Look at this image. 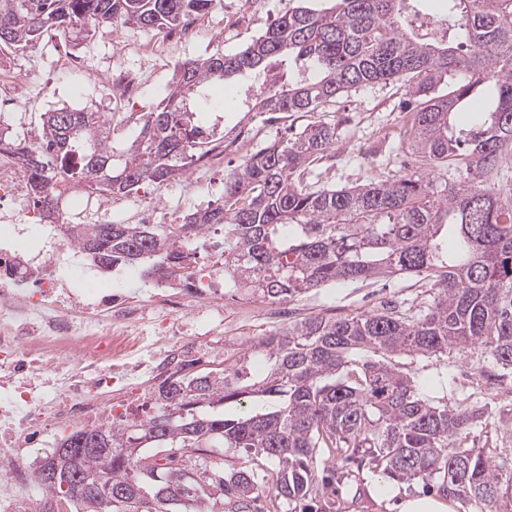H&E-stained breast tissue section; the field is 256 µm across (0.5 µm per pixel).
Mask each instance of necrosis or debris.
Returning <instances> with one entry per match:
<instances>
[{
    "label": "necrosis or debris",
    "mask_w": 512,
    "mask_h": 512,
    "mask_svg": "<svg viewBox=\"0 0 512 512\" xmlns=\"http://www.w3.org/2000/svg\"><path fill=\"white\" fill-rule=\"evenodd\" d=\"M29 190L20 159L0 155V512H79L71 498L30 495L34 453L74 429L149 413L158 378L221 358L224 260L203 235L196 251L210 256L206 270L190 268L178 292L155 289L149 307L129 306L79 263L72 215L57 212L41 249L24 247L37 230L23 205Z\"/></svg>",
    "instance_id": "4bbe7bcc"
}]
</instances>
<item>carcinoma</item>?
<instances>
[{
    "label": "carcinoma",
    "instance_id": "carcinoma-1",
    "mask_svg": "<svg viewBox=\"0 0 512 512\" xmlns=\"http://www.w3.org/2000/svg\"><path fill=\"white\" fill-rule=\"evenodd\" d=\"M320 12L292 7L236 54L217 51L175 69L158 106L112 169V114L55 109L42 114L35 146L0 127V152L27 158L33 204L45 212L69 189L88 200L126 197L161 185L215 150L207 89L232 76L274 78L245 98L247 111L294 116L366 85L402 82L416 105L405 128L416 168L390 180L332 189L311 181L336 144V126L317 120L247 155L224 176L222 203L180 224H71L94 266H137L148 280H186L188 247L224 227V277L262 298L291 301L345 282L402 274L431 282L419 313L392 307L343 317L315 316L260 340L271 368L239 386L224 369L186 373L161 386L148 418L79 429L35 471L36 485L98 512L112 488V512H207L212 499L248 512L257 482L211 468L227 443L278 463L265 482L276 497L309 498L318 461L360 459L385 477L439 476L450 499L512 512V460L490 462L465 446L484 412L434 404L393 358L479 351L512 369V0H445L433 36L416 29L409 0H334ZM220 7L219 0H0V51L34 47L48 32L76 39L100 25L173 30ZM458 82L436 94L445 78ZM491 86L484 112L469 110ZM268 412L227 418L224 406L253 395ZM164 449V456L150 452ZM58 472L46 481V468Z\"/></svg>",
    "mask_w": 512,
    "mask_h": 512
}]
</instances>
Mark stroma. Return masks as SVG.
I'll return each mask as SVG.
<instances>
[{
  "mask_svg": "<svg viewBox=\"0 0 512 512\" xmlns=\"http://www.w3.org/2000/svg\"><path fill=\"white\" fill-rule=\"evenodd\" d=\"M288 0H223L222 6L197 17L186 28L171 32L143 29L132 24L103 26L89 39L75 41L57 33L45 35L24 51L0 52V83L12 82L10 94L0 93V121L10 131L35 139L43 113L60 107L109 112L116 115L112 131V165L120 167L125 151L139 133L135 118L158 104L169 87L177 65L202 58L215 50L235 53L279 18ZM135 81L140 91L124 96L117 77ZM252 76H240L224 87L231 100L214 108L209 119L230 131L235 142L221 163L206 170L190 167L186 174L163 186L149 185L137 194L87 204L79 191L63 197L65 207L86 215L100 212L115 224H134L140 207L159 206L169 216L182 217L222 197L224 175L230 166L281 136L283 123L258 117L244 119L245 92ZM406 99L402 84H375L349 91L327 105L321 120L334 123L338 139L319 170L330 188L353 187L369 180H386L406 169V155L391 144L401 131V108ZM430 290L422 278L406 275L387 286L361 282L332 286L285 302L281 323L265 320L244 291L227 290L224 306V366L239 372L244 384L260 381L269 370L258 340L277 325H291L310 316H344L379 311L388 305L419 306ZM397 363L414 381L421 395L456 404L462 400L482 406L485 417L474 425L469 444L493 456L512 457V373L492 359L451 350L433 357L400 356ZM379 474L361 466L356 477L337 478L334 488L318 489L303 502L275 498L260 492L251 512H399L397 499L384 500L374 489Z\"/></svg>",
  "mask_w": 512,
  "mask_h": 512,
  "instance_id": "1",
  "label": "stroma"
}]
</instances>
